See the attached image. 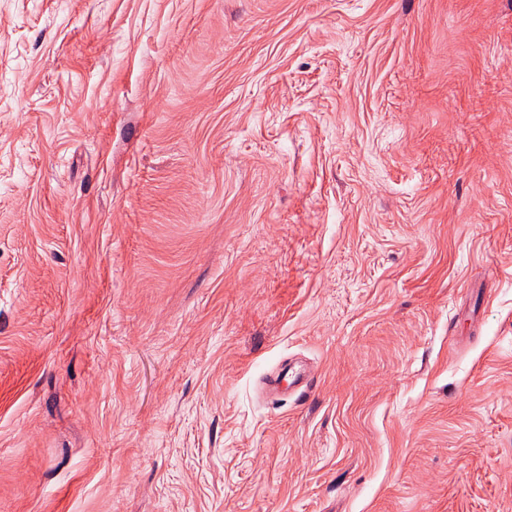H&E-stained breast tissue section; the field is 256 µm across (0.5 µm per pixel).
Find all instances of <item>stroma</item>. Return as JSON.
<instances>
[{
    "label": "stroma",
    "instance_id": "stroma-1",
    "mask_svg": "<svg viewBox=\"0 0 512 512\" xmlns=\"http://www.w3.org/2000/svg\"><path fill=\"white\" fill-rule=\"evenodd\" d=\"M0 512H512V0H0ZM285 369L286 368L283 369L282 374L279 372H272L264 377L263 384L265 396L268 399H276L287 393H296L297 399H304L313 389L312 377H298L292 384L288 383L289 388H282L280 386L282 380L288 378L286 377L287 371L284 373Z\"/></svg>",
    "mask_w": 512,
    "mask_h": 512
}]
</instances>
